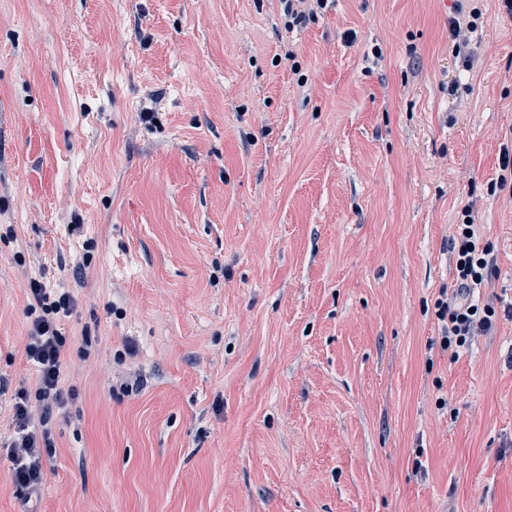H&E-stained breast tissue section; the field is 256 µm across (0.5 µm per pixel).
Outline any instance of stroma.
Masks as SVG:
<instances>
[{"mask_svg":"<svg viewBox=\"0 0 512 512\" xmlns=\"http://www.w3.org/2000/svg\"><path fill=\"white\" fill-rule=\"evenodd\" d=\"M457 5L0 0V431L16 253L78 298L38 512H512V14L470 0L466 68ZM468 205L498 318L454 358ZM284 15L288 18V29L304 26L314 17L316 10L324 9L328 0H279ZM316 3V10L311 3Z\"/></svg>","mask_w":512,"mask_h":512,"instance_id":"obj_1","label":"stroma"}]
</instances>
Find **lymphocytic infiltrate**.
<instances>
[{"instance_id": "obj_1", "label": "lymphocytic infiltrate", "mask_w": 512, "mask_h": 512, "mask_svg": "<svg viewBox=\"0 0 512 512\" xmlns=\"http://www.w3.org/2000/svg\"><path fill=\"white\" fill-rule=\"evenodd\" d=\"M471 208L462 211L456 227L455 272L457 286L441 293L436 300V316L442 324L440 347L459 356L470 349L476 338L488 335L497 318L493 304H478L475 288L495 277L498 268L489 245L475 234ZM25 315L28 332L24 346L27 360L35 367L34 390H19L12 406V428L7 446L12 462V481L35 493L45 480L43 459L55 445L52 423L71 401L78 397L75 385L64 378V351L67 336L60 323L77 308L74 292L46 287L40 279H28Z\"/></svg>"}]
</instances>
